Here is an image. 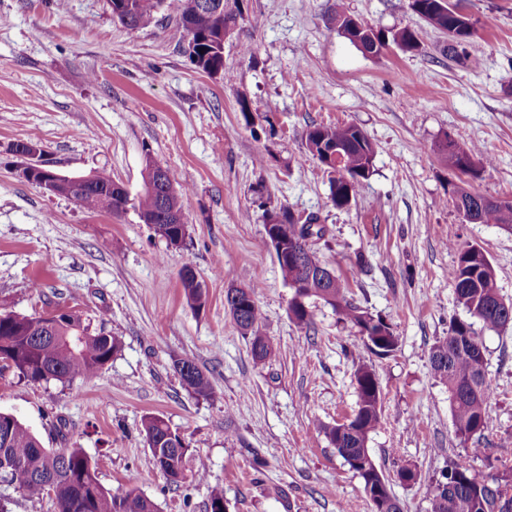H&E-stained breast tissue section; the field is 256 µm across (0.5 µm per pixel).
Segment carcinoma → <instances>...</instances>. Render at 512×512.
<instances>
[{"label":"carcinoma","instance_id":"cac0c4a2","mask_svg":"<svg viewBox=\"0 0 512 512\" xmlns=\"http://www.w3.org/2000/svg\"><path fill=\"white\" fill-rule=\"evenodd\" d=\"M442 0H406V7L430 28L448 36V51L474 49L473 24ZM112 18L130 28L148 27L166 12L190 41L189 53L196 68L208 75L224 72V36L243 18L240 10L225 9L220 13L200 7V0H107ZM336 31L349 40L364 56L377 57L394 45L406 52L419 48L415 31L409 28L383 32L336 10ZM307 152L316 159L330 178V198L338 208L348 206L360 186L372 175L375 145L355 125H311L304 136ZM448 172L457 177L451 184L455 201L467 208V216L475 223L497 224L512 232V201L494 203L470 189L469 180L476 179L492 161L482 150L463 147L452 140L440 149ZM167 189L153 191L142 188L135 198L112 191V177L98 172L97 185L84 192L82 207L120 215L132 207L139 218L153 221L152 230L172 247H179L187 228L178 223L184 213L187 190L166 176ZM264 223L275 232H266L273 250L275 236L285 238L288 246L302 253V263L291 270L280 267L288 285L303 283L294 289L288 305L289 318L297 325L309 327L312 317L306 300L319 299L330 305L339 318L358 328L363 345L383 356L398 346V337L390 323L357 306L347 295L338 277L331 274L318 255L315 245L324 239L325 226L318 216H294L287 208L267 210ZM455 298L468 315L456 319L448 335L431 348L430 368L435 378L448 388L453 421L458 436L470 438L484 431L485 414L494 389L486 373L483 344L474 328L479 322L488 329L512 325V302L498 301L495 271L478 245L458 249L456 265L450 271ZM180 281L187 304L201 309L205 304V288L198 280L193 262L185 260ZM256 286L230 285L225 293V306L240 332L250 338L251 353L258 364L275 356L270 340L259 326L263 313L256 299ZM121 349V340L106 329V320L97 325L80 311L70 309L53 321L35 318L12 310H0V362L11 364L18 375L34 383L69 382L88 378L102 370ZM174 370L182 384L193 393L207 396L211 392L208 378L190 358L174 361ZM359 402L356 413L341 425L324 428L337 454L362 478L364 490L374 512H403L400 500L388 489V479L379 471L367 448L369 435L380 421V390L371 369L357 371ZM148 448L155 465L172 483L179 482L188 447L179 434L160 417L148 416L143 421ZM8 485L29 497L43 494L42 483L50 488L58 512H158L157 504L134 489L114 491L98 480L95 464L84 449L46 448L41 440L18 418L0 411V462ZM430 512H503L497 486L482 483L470 471L466 459L459 458L435 481L430 498Z\"/></svg>","mask_w":512,"mask_h":512}]
</instances>
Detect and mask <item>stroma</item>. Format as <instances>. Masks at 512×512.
Listing matches in <instances>:
<instances>
[{
	"label": "stroma",
	"mask_w": 512,
	"mask_h": 512,
	"mask_svg": "<svg viewBox=\"0 0 512 512\" xmlns=\"http://www.w3.org/2000/svg\"><path fill=\"white\" fill-rule=\"evenodd\" d=\"M450 2L478 43L458 60L401 0H243L245 20L224 41L226 73L210 76L172 21L129 29L107 0H0V307L101 314L122 341L90 378L32 383L1 372L0 411L45 447L83 448L101 484L136 489L160 512H207L215 486L225 512H372L362 478L322 431L353 415L355 373L367 366L381 404L368 448L403 512H429L435 480L458 457L484 480L511 468L512 327L478 331L496 395L471 439L456 434L429 364L435 341L466 316L449 277L460 247L484 249L512 301V233L463 218L438 151L447 139L480 145L493 165L472 190L512 200V0ZM340 8L377 30H415L419 50L364 56L336 31ZM312 124L357 125L376 146L348 207L332 204L329 176L305 150ZM32 137L58 171L104 169L133 195L152 156L188 190L183 246L135 211H91L19 178L11 148ZM281 206L319 216L321 259L359 307L392 325L393 353L358 344L356 328L320 300L307 302L311 328L289 319L293 292L262 218ZM187 258L206 289L198 311L180 283ZM233 284L259 287L260 331L276 349L266 364L254 363L224 308ZM183 357L209 377V396L182 385L173 363ZM148 416L189 448L179 483L153 461ZM403 468L414 482H400Z\"/></svg>",
	"instance_id": "obj_1"
}]
</instances>
